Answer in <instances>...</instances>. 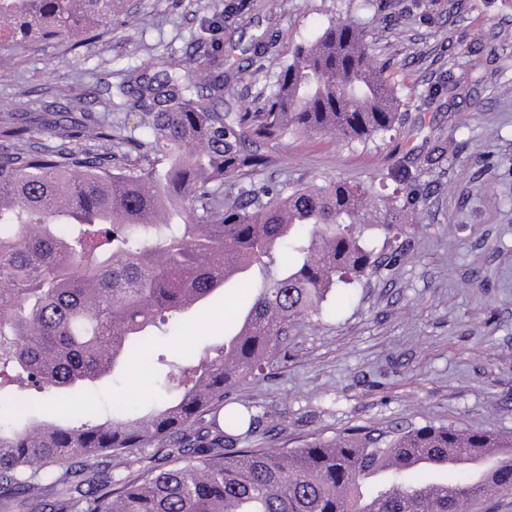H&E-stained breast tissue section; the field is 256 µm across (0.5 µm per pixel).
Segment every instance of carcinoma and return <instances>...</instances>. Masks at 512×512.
<instances>
[{
    "mask_svg": "<svg viewBox=\"0 0 512 512\" xmlns=\"http://www.w3.org/2000/svg\"><path fill=\"white\" fill-rule=\"evenodd\" d=\"M251 2L219 0L220 25L186 59L126 74L116 98L99 102L108 116L123 112L117 124L72 117L42 143L26 113L0 117V408L30 416L0 423V512H450L448 495L430 493L438 481L405 483L430 471L416 461L512 448V437L431 425L348 431L278 453L235 448L237 432L258 417L224 410V393L259 373L278 338L320 314L338 284L378 270L365 229L409 218L408 206L385 201L377 219L372 187L361 183L288 194L240 183L266 164L244 146L246 131L260 141L362 142L393 131L398 107L363 30L331 22L289 52L261 106L220 109L227 58L217 32ZM127 6L0 0V68L18 46L94 39ZM464 88L450 69L428 97ZM227 184L237 187L230 203ZM284 245L296 261L273 273ZM252 268L262 272L258 287L229 278ZM231 280L253 288L246 314L254 318L224 344L169 364V403L145 415L123 404L102 421L76 397L119 363L140 361L151 328L213 304ZM49 391L75 395L82 422L46 407ZM166 443L170 467L112 479V461ZM452 484L468 505L495 512L472 478Z\"/></svg>",
    "mask_w": 512,
    "mask_h": 512,
    "instance_id": "1",
    "label": "carcinoma"
}]
</instances>
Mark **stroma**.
<instances>
[{
	"mask_svg": "<svg viewBox=\"0 0 512 512\" xmlns=\"http://www.w3.org/2000/svg\"><path fill=\"white\" fill-rule=\"evenodd\" d=\"M257 0L224 31V46L249 77L230 83L222 108L262 103L295 44L333 21L366 30L380 63H390L399 107L391 136L344 144L289 135L261 144L266 167L253 183L284 193L329 179L386 183L400 167L416 178L413 221L397 243L382 229L364 235L377 255L396 256L361 282L337 288L321 318L292 325L261 375L231 390L227 406L253 405L260 424L245 448H298L355 429L424 425L512 435V0ZM215 10V0H130L128 11L80 48L65 40L18 51L0 69V115L32 120L58 87L84 97L99 74H149L184 56ZM266 35L267 53L247 47ZM468 73L467 96L425 97L447 70ZM449 143L436 166L425 158ZM247 292L230 288L224 308L174 319L149 359H177L191 344L222 342L238 328ZM102 413L124 401L146 410L166 400L156 379L121 366L86 392Z\"/></svg>",
	"mask_w": 512,
	"mask_h": 512,
	"instance_id": "stroma-1",
	"label": "stroma"
}]
</instances>
